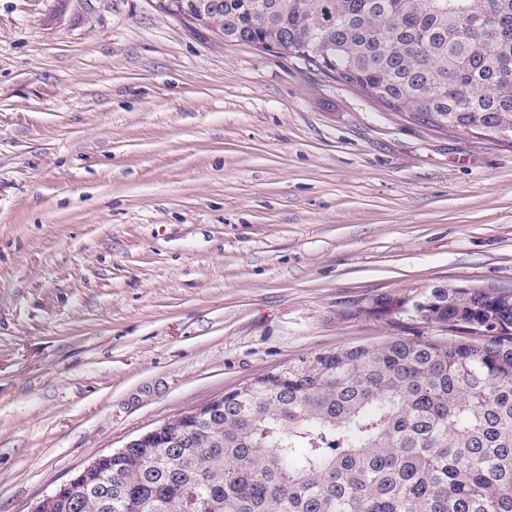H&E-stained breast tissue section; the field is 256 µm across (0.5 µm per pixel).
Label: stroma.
Returning a JSON list of instances; mask_svg holds the SVG:
<instances>
[{
	"label": "stroma",
	"mask_w": 512,
	"mask_h": 512,
	"mask_svg": "<svg viewBox=\"0 0 512 512\" xmlns=\"http://www.w3.org/2000/svg\"><path fill=\"white\" fill-rule=\"evenodd\" d=\"M512 287V145L411 120L151 0H0V512L355 316Z\"/></svg>",
	"instance_id": "stroma-1"
}]
</instances>
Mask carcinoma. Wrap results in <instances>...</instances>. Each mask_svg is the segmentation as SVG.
Returning <instances> with one entry per match:
<instances>
[{
	"mask_svg": "<svg viewBox=\"0 0 512 512\" xmlns=\"http://www.w3.org/2000/svg\"><path fill=\"white\" fill-rule=\"evenodd\" d=\"M440 130L512 142V0H194ZM423 330L300 357L224 415L104 458L52 512H512V289L396 302Z\"/></svg>",
	"mask_w": 512,
	"mask_h": 512,
	"instance_id": "cac0c4a2",
	"label": "carcinoma"
}]
</instances>
